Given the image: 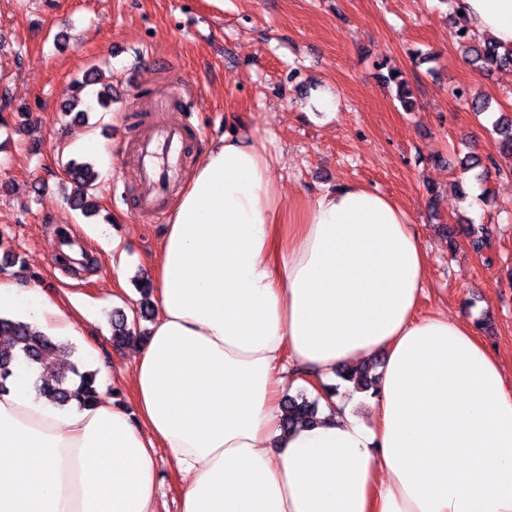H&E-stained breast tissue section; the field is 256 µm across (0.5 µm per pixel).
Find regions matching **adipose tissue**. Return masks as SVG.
<instances>
[{
  "mask_svg": "<svg viewBox=\"0 0 512 512\" xmlns=\"http://www.w3.org/2000/svg\"><path fill=\"white\" fill-rule=\"evenodd\" d=\"M512 49V0H453ZM277 159L225 131L160 232L156 319L132 407L61 410L37 371L0 392V512H156L157 449L182 512H512V382L468 318L419 316L426 254L393 199L342 184L288 211ZM62 339L70 314L0 279V315ZM383 355L370 418L323 402L286 431V361L320 379Z\"/></svg>",
  "mask_w": 512,
  "mask_h": 512,
  "instance_id": "adipose-tissue-1",
  "label": "adipose tissue"
}]
</instances>
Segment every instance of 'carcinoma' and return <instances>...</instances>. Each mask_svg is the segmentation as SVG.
Returning a JSON list of instances; mask_svg holds the SVG:
<instances>
[{
    "mask_svg": "<svg viewBox=\"0 0 512 512\" xmlns=\"http://www.w3.org/2000/svg\"><path fill=\"white\" fill-rule=\"evenodd\" d=\"M471 63L480 70L491 72L497 69L512 67V49L500 50L499 46L484 41L481 47L474 50ZM388 80L395 82L399 101L404 107L412 105L411 91L402 75L390 72ZM112 106L111 87L103 86L96 93V102L85 104V108L77 111L79 115H86L97 108L108 111ZM494 132L498 135L499 151L512 156V122L499 117L492 122ZM461 171L467 173L477 168L484 170L493 167L500 170L494 157L488 155L481 158L473 153L466 154L460 159ZM68 180L73 184V193L69 197L70 203L84 210L97 208L95 201L96 182L99 173L90 162L69 159L65 164ZM465 234L469 245L476 253H483L490 247L488 232L482 224H468ZM133 330L129 327L124 312L118 310L112 318V338L114 343L121 345L132 339ZM74 348L66 342H60L42 332L33 330L27 323L0 316V390L7 388L13 375V365L18 361H25L33 366L40 364L50 356L60 354L71 355ZM336 374L345 382L354 384L361 390H369L373 386L372 379L367 377V371L361 368H341ZM38 395L48 399L59 407H65L72 402L80 406L91 405L99 399L98 372L95 370H82L78 364L71 362L68 367L58 374L42 377L35 384ZM319 398H311L304 390L290 396L282 402V427L290 429L298 424H316L318 418Z\"/></svg>",
    "mask_w": 512,
    "mask_h": 512,
    "instance_id": "obj_1",
    "label": "carcinoma"
}]
</instances>
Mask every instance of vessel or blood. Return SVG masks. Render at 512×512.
I'll return each instance as SVG.
<instances>
[{
    "label": "vessel or blood",
    "instance_id": "obj_1",
    "mask_svg": "<svg viewBox=\"0 0 512 512\" xmlns=\"http://www.w3.org/2000/svg\"><path fill=\"white\" fill-rule=\"evenodd\" d=\"M187 152L185 127L158 122L147 127L132 144L137 177L143 188L137 208L143 215L158 219L171 185L181 170Z\"/></svg>",
    "mask_w": 512,
    "mask_h": 512
}]
</instances>
